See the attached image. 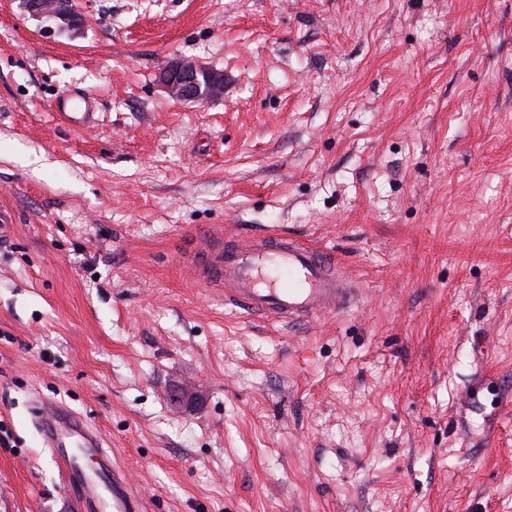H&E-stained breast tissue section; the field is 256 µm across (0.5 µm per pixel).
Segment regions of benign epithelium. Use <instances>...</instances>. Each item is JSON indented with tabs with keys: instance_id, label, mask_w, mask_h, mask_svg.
<instances>
[{
	"instance_id": "7a95c632",
	"label": "benign epithelium",
	"mask_w": 512,
	"mask_h": 512,
	"mask_svg": "<svg viewBox=\"0 0 512 512\" xmlns=\"http://www.w3.org/2000/svg\"><path fill=\"white\" fill-rule=\"evenodd\" d=\"M21 4L34 17L53 18L68 27L80 22L73 0H21ZM160 80L169 96L179 102H207L224 87L223 73L184 61L165 67Z\"/></svg>"
}]
</instances>
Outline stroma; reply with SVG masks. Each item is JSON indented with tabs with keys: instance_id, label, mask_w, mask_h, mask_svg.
I'll return each instance as SVG.
<instances>
[{
	"instance_id": "1",
	"label": "stroma",
	"mask_w": 512,
	"mask_h": 512,
	"mask_svg": "<svg viewBox=\"0 0 512 512\" xmlns=\"http://www.w3.org/2000/svg\"><path fill=\"white\" fill-rule=\"evenodd\" d=\"M75 6L0 0V512H78L46 402L148 512H512V0ZM183 59L221 97L170 98ZM272 230L359 302L283 327L188 279ZM21 4L34 17L53 18L68 27L81 21L72 0H21ZM90 97L72 94L57 101L58 114L65 117L70 125L80 128L92 123L95 112H90Z\"/></svg>"
}]
</instances>
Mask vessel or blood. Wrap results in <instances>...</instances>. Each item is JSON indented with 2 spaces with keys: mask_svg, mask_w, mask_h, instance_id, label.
Masks as SVG:
<instances>
[{
  "mask_svg": "<svg viewBox=\"0 0 512 512\" xmlns=\"http://www.w3.org/2000/svg\"><path fill=\"white\" fill-rule=\"evenodd\" d=\"M57 108L77 128L94 118L89 98L77 94L60 98ZM189 270L192 278L208 281L225 303L282 325L343 311L354 298L332 258L285 232L212 243L190 260ZM38 431L63 466L80 512H143L92 428L50 404Z\"/></svg>",
  "mask_w": 512,
  "mask_h": 512,
  "instance_id": "obj_1",
  "label": "vessel or blood"
}]
</instances>
